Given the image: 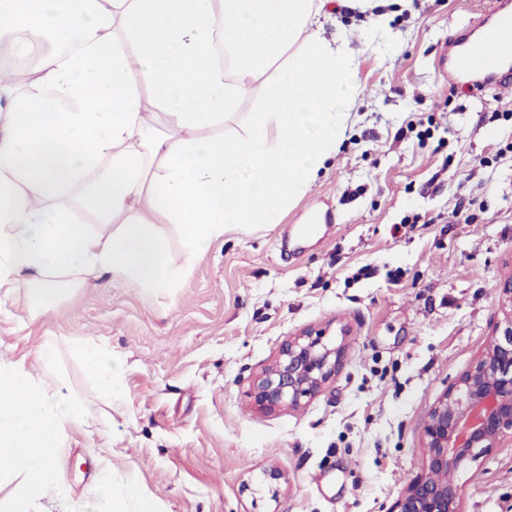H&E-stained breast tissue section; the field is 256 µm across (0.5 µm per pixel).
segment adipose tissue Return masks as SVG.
<instances>
[{
    "mask_svg": "<svg viewBox=\"0 0 512 512\" xmlns=\"http://www.w3.org/2000/svg\"><path fill=\"white\" fill-rule=\"evenodd\" d=\"M325 3L0 0L1 41L27 32L53 46L24 90L0 71V306L37 318L101 279L173 291L227 231L280 223L335 154L356 101L352 50L316 25ZM229 121L231 135H213ZM71 349L100 402L55 371L51 343L32 368L0 359V482L23 480L7 512H43L49 492H64L67 428L96 426L121 394L109 350ZM80 512L157 507L104 477Z\"/></svg>",
    "mask_w": 512,
    "mask_h": 512,
    "instance_id": "obj_1",
    "label": "adipose tissue"
}]
</instances>
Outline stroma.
<instances>
[{"label":"stroma","mask_w":512,"mask_h":512,"mask_svg":"<svg viewBox=\"0 0 512 512\" xmlns=\"http://www.w3.org/2000/svg\"><path fill=\"white\" fill-rule=\"evenodd\" d=\"M490 2L384 0L389 29L376 34L372 9L328 0L323 34L346 39L359 64L356 110L281 223L228 231L168 293L104 283L34 321L0 307V359L33 360L54 340L60 370L90 397L70 341L124 362L111 421L68 429L66 490L46 512H76L104 473L159 512H391L422 471L435 401L507 328L512 86L471 93L439 63ZM314 216L319 232L302 238ZM308 329L342 347L336 374L298 408L258 410L255 378ZM454 480L462 512H512V442Z\"/></svg>","instance_id":"stroma-1"}]
</instances>
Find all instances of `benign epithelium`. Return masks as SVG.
Instances as JSON below:
<instances>
[{
	"label": "benign epithelium",
	"instance_id": "benign-epithelium-1",
	"mask_svg": "<svg viewBox=\"0 0 512 512\" xmlns=\"http://www.w3.org/2000/svg\"><path fill=\"white\" fill-rule=\"evenodd\" d=\"M323 338L324 332L308 330L283 344L254 382L258 408L298 407L321 390L342 356L341 347H330ZM422 434V473L397 499L393 512H461L459 487L448 476L512 438V326L490 337L471 367L439 398Z\"/></svg>",
	"mask_w": 512,
	"mask_h": 512
}]
</instances>
